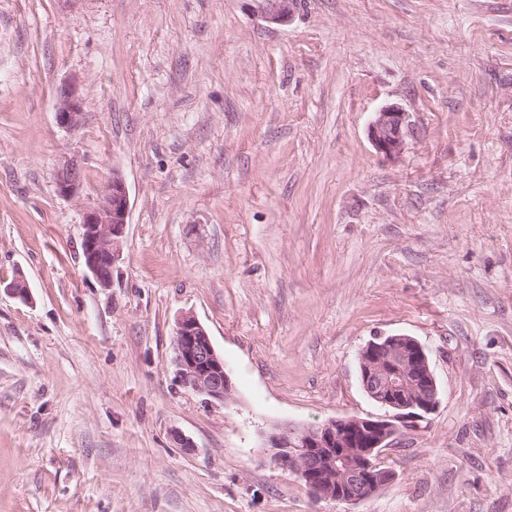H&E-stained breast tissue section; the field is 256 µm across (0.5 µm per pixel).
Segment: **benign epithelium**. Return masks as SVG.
Returning <instances> with one entry per match:
<instances>
[{
    "label": "benign epithelium",
    "mask_w": 512,
    "mask_h": 512,
    "mask_svg": "<svg viewBox=\"0 0 512 512\" xmlns=\"http://www.w3.org/2000/svg\"><path fill=\"white\" fill-rule=\"evenodd\" d=\"M258 4L266 22L282 24L292 17L296 0H258ZM83 107L76 84L61 86L57 123L64 128L77 126ZM411 129L409 113L392 104L374 113L368 124V137L378 154L394 161L403 154ZM79 186L80 166L70 158L56 172V190L62 197H71ZM128 216L127 186L122 176L114 173L83 222V262L104 288L111 285L112 268L120 259ZM174 353L185 387L222 402L230 398L232 382L224 358L216 352L205 327L190 312L176 319ZM359 371L364 392L376 404L392 411L391 415L277 426L262 440L263 453L292 471L317 501L356 504L383 489L393 480L394 473L383 467L381 455L392 446L401 427L413 418L432 413L438 405V388L428 355L411 336H377L369 341L359 354Z\"/></svg>",
    "instance_id": "obj_1"
}]
</instances>
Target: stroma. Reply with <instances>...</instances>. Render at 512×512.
I'll return each instance as SVG.
<instances>
[{
  "label": "stroma",
  "mask_w": 512,
  "mask_h": 512,
  "mask_svg": "<svg viewBox=\"0 0 512 512\" xmlns=\"http://www.w3.org/2000/svg\"><path fill=\"white\" fill-rule=\"evenodd\" d=\"M390 104L412 120L394 161L367 136ZM115 173L105 288L81 238ZM18 276L0 512H512V0H297L285 24L256 0H0V281ZM188 311L227 401L180 381ZM393 333L425 348L438 406L380 492L313 501L261 439L384 416L358 358ZM84 101L74 83L65 84L58 91L56 119L64 128L77 126L83 115ZM56 190L62 197L74 196L80 186V166L75 158L64 161L56 172Z\"/></svg>",
  "instance_id": "35a3bbf8"
}]
</instances>
